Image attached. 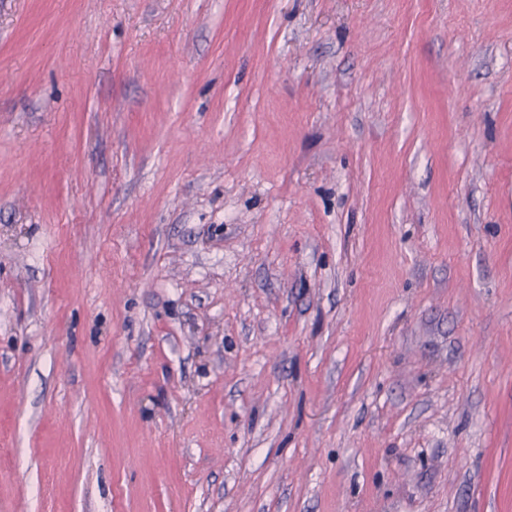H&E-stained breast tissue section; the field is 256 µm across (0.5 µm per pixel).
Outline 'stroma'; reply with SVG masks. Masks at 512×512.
<instances>
[{
	"label": "stroma",
	"mask_w": 512,
	"mask_h": 512,
	"mask_svg": "<svg viewBox=\"0 0 512 512\" xmlns=\"http://www.w3.org/2000/svg\"><path fill=\"white\" fill-rule=\"evenodd\" d=\"M0 512H512V0H0Z\"/></svg>",
	"instance_id": "stroma-1"
}]
</instances>
